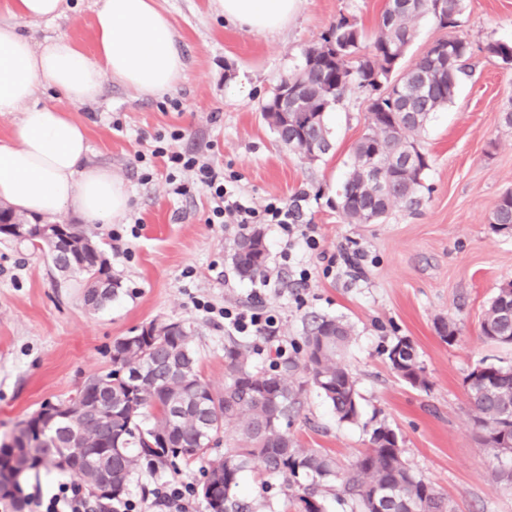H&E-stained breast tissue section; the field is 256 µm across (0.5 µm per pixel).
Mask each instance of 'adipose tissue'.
<instances>
[{
    "mask_svg": "<svg viewBox=\"0 0 512 512\" xmlns=\"http://www.w3.org/2000/svg\"><path fill=\"white\" fill-rule=\"evenodd\" d=\"M226 22L253 33L288 25L300 0H211ZM65 0H7L0 10V114L19 113L0 144V200L28 216L76 213L106 224L123 220L130 198L111 170L91 165L85 127L67 112L38 104L45 91L91 101L113 81L154 96L187 77L174 28L155 0H103L94 55L57 37L34 46L17 19L52 20Z\"/></svg>",
    "mask_w": 512,
    "mask_h": 512,
    "instance_id": "1",
    "label": "adipose tissue"
}]
</instances>
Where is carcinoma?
<instances>
[{
	"mask_svg": "<svg viewBox=\"0 0 512 512\" xmlns=\"http://www.w3.org/2000/svg\"><path fill=\"white\" fill-rule=\"evenodd\" d=\"M388 0L378 29L369 35L342 19L331 25L320 41L303 52L302 64L288 73L289 91L297 104L283 116L277 97L262 106L277 141L312 160L329 150L327 114L354 89L367 94L369 123L356 142L336 207L349 224H377L396 206L413 209L428 157L415 136L431 115L452 103L459 86L473 77L472 43L458 32L463 0ZM432 15L448 35L437 40L399 79L397 70L413 36L416 22ZM485 52L512 65V44L491 41ZM384 171L382 183L370 179L367 169ZM489 224L496 231H512V192L497 200ZM70 230L79 245V259L68 262L51 253L54 268L83 277L84 303L98 310L112 297L89 303L92 286L103 275L117 293L120 280L112 275L103 251L91 233L76 224ZM242 280L265 276L268 253L261 228L249 227L237 235L229 257ZM512 295L499 290L480 324L481 336L512 344ZM350 327L333 317H315L306 325L301 356L286 357L272 369L257 371L248 349L238 343L224 347V388L216 390L198 369L191 331L172 332L168 322L149 324L148 339L131 350L118 339L112 351V370L95 374L69 402L74 408L45 417L38 412L23 422L20 436L0 446V463L19 452L30 456L28 469H67L81 481L98 507L107 512L119 501L135 471L147 464L174 468L198 461L201 474L217 485L206 498L210 512H250L235 496L241 472L257 465L283 477L284 499L303 512H324L331 495L348 500L351 512H449L443 494L409 466L396 432L380 423L373 427L369 448L347 464L319 449L301 448L288 434L299 413L306 387L314 388L332 407L341 423L360 416L356 380L344 362ZM392 370L414 387L427 386L410 340L400 338L389 349ZM486 376L464 384L473 411L474 427L487 447L512 449V367L484 366ZM112 425V436L93 433L88 420ZM224 442V453L213 452ZM121 454L112 468H89L79 457L110 444Z\"/></svg>",
	"mask_w": 512,
	"mask_h": 512,
	"instance_id": "1",
	"label": "carcinoma"
}]
</instances>
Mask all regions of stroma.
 <instances>
[{
  "mask_svg": "<svg viewBox=\"0 0 512 512\" xmlns=\"http://www.w3.org/2000/svg\"><path fill=\"white\" fill-rule=\"evenodd\" d=\"M387 0H301L288 26L259 35L212 14L209 0H159L176 30L188 73L163 98L105 82L97 100L72 103L46 91L43 103L68 112L87 130L91 159L121 177L130 210L118 227L68 213L62 224L84 223L122 283L99 310H88L79 277L63 279L45 252L0 234V444L19 422L48 401L68 400L88 377L112 368V345L152 321L190 327L204 379L224 385V347L240 341L254 369H268L277 347L299 343L307 318H340L353 328L345 362L356 379L361 415L341 424L314 389L289 432L305 448L346 462L369 445L377 423L391 426L412 470L434 483L452 512H512V490L495 482L492 449L473 430L464 379L480 363L512 365V346L483 340L480 322L497 288L512 281V232H494L488 218L501 193L512 190V128L501 121L512 108V66L488 55L491 41L512 42V0H464L461 32L476 54V74L453 102L435 112L418 141L429 159L418 210L393 208L379 224H348L335 203L353 145L368 124L363 92L348 94L327 115L331 148L311 162L282 147L261 116L280 79L301 64L303 51L337 21L373 32ZM100 0H67L57 19L18 20L34 43L59 36L93 49ZM121 121L114 129L113 121ZM180 130L179 150L239 174L240 192L262 204L298 200L299 221L317 227L318 251L303 241L286 246L265 226L269 277L243 281L226 256L238 230L208 223L214 201L192 186L173 196L162 160L154 178L141 180L136 154L149 153L157 132ZM122 234L114 243L113 231ZM306 283H298L300 270ZM219 307L257 302L275 314L273 336H238L199 311L196 300ZM453 321L455 341L436 325ZM412 340L428 385L410 386L392 370L388 348ZM199 465L177 470L142 468L125 496L144 505L169 481L197 483ZM283 479L246 469L236 490L253 512H297L285 507Z\"/></svg>",
  "mask_w": 512,
  "mask_h": 512,
  "instance_id": "35a3bbf8",
  "label": "stroma"
}]
</instances>
